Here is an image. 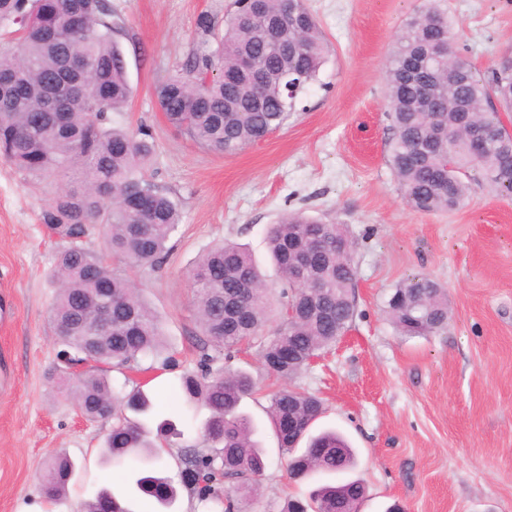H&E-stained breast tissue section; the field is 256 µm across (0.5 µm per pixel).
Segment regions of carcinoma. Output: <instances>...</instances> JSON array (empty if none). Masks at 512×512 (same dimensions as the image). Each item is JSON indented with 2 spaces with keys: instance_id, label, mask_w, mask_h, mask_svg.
Wrapping results in <instances>:
<instances>
[{
  "instance_id": "carcinoma-1",
  "label": "carcinoma",
  "mask_w": 512,
  "mask_h": 512,
  "mask_svg": "<svg viewBox=\"0 0 512 512\" xmlns=\"http://www.w3.org/2000/svg\"><path fill=\"white\" fill-rule=\"evenodd\" d=\"M284 46L267 49L265 28L283 17L282 0L236 2L235 11L215 31L201 23L197 41L180 71L159 81L154 96L169 125L213 153L233 155L261 134L285 125L293 100L271 96L257 104L237 90L243 59L253 60L266 83L280 76L312 85L325 64L328 44L304 0H295ZM0 24L15 27L16 38L0 48V160L12 164L32 184L58 176L80 183L60 186L42 211L57 251L51 282L55 288L51 323H69L61 337V360L79 363L88 346V325L99 301L112 299V339L93 349L101 368L65 385L90 422L112 421L109 459L136 463L131 491L149 501L170 503L177 489L158 475V444L168 448L180 435L170 417L158 420L155 441L139 420L153 402L143 386L117 395L107 367L140 369L152 357L167 370L162 321L145 301L137 283L112 267L110 258L135 270L163 265L167 243L180 222L177 203L145 176L155 154L151 135L112 125V113L129 102L132 89L118 36L125 23L109 0H0ZM455 26L435 7L411 18L398 34L385 65V101L390 121L389 157L405 203L427 214L452 212L469 199L471 185L484 184L512 195V132L500 111L512 112V55L487 73L453 50L442 57L433 47L455 46ZM487 125L503 132L478 164L471 159V134ZM104 252L85 247L94 232ZM270 256L282 274L280 324L269 335V293L251 255L225 242L196 263L191 288L199 331L189 337L196 370L180 377L186 403L209 412L203 437L208 450L192 445L179 451L180 482L200 502H215L222 512H240L265 469L254 440L256 426L241 411L254 388L251 376L232 372L224 361L248 342L258 348L268 374L290 380L334 346L355 314L354 244L340 224H326L301 213L285 216L266 234ZM304 272V288L298 271ZM386 314L404 336H429L448 324V290L419 277L394 289ZM268 417L279 447L288 454L289 473L303 477L349 468L354 453L334 431L310 435L324 413L321 399L282 386L269 397ZM297 418L299 440L288 445L282 425ZM75 462L58 453L46 463L43 490L50 500L64 496ZM365 494L361 482L319 487L309 499H292L282 512H353ZM112 496V512H130L124 499L103 488L81 503L80 512H97L102 496Z\"/></svg>"
}]
</instances>
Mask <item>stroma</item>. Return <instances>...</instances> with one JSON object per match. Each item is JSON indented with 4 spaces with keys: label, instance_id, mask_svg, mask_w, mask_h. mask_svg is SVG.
Returning <instances> with one entry per match:
<instances>
[{
    "label": "stroma",
    "instance_id": "obj_1",
    "mask_svg": "<svg viewBox=\"0 0 512 512\" xmlns=\"http://www.w3.org/2000/svg\"><path fill=\"white\" fill-rule=\"evenodd\" d=\"M125 21L121 38L133 87L115 126L149 131L156 153L147 175L177 203L181 218L158 270L133 272L164 322L177 364L149 385L155 410L172 417L185 443L204 447L201 405L185 404L178 376L194 369L196 330L190 274L214 243L245 245L279 289L266 229L292 212L344 225L358 268L353 322L336 346L291 384L326 407L315 430H336L355 450L336 481L362 480L360 512H512V197L473 185L466 206L425 214L406 207L387 162L390 137L385 64L405 22L426 0H306L328 42V60L287 123L234 155L199 147L176 131L153 90L181 67L201 19L222 28L234 0H111ZM459 27L457 48L485 70L512 51V0H435ZM52 184L33 187L0 161V512L46 506L43 468L56 451L77 465L56 512L120 476L133 512H158L131 498L124 467L101 460L107 422L81 417L60 385L63 365L49 317L48 275L57 245L40 214ZM420 276L448 290V326L430 336L400 335L384 304L395 286ZM228 366L248 372L255 391L242 409L259 428L266 467L244 512H281L326 477L290 479L267 416L273 380L257 348Z\"/></svg>",
    "mask_w": 512,
    "mask_h": 512
}]
</instances>
